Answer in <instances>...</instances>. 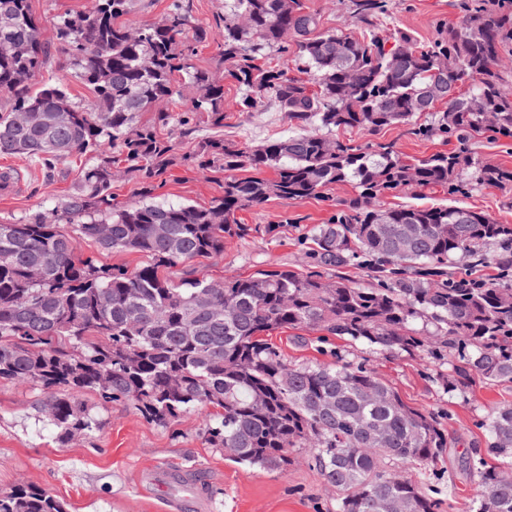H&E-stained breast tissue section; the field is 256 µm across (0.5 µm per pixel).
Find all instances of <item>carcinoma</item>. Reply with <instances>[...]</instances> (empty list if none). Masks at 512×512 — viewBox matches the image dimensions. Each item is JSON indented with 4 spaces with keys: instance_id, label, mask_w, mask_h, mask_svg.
I'll return each mask as SVG.
<instances>
[{
    "instance_id": "cac0c4a2",
    "label": "carcinoma",
    "mask_w": 512,
    "mask_h": 512,
    "mask_svg": "<svg viewBox=\"0 0 512 512\" xmlns=\"http://www.w3.org/2000/svg\"><path fill=\"white\" fill-rule=\"evenodd\" d=\"M131 4L89 0L55 23L62 53L95 93L86 108L72 102L63 81L40 78L48 42L29 0H0V156L24 155L49 172L74 155L97 157L60 205L0 223V380L38 387L39 410L64 444L99 427L79 398L95 392L160 424L206 413L209 444L236 463L284 470L291 451L307 448L312 466L340 491L336 512H440L439 498L390 469L398 461L425 469L448 447L431 413L406 404L365 362L290 364L268 337L308 328L380 353L446 355L449 390L471 372L512 383V224L461 205L381 204L397 190L460 193L468 170L474 185L512 184V169L463 151L410 162L389 146L332 137L410 126L427 114L430 123L416 134L466 143L485 125V114L469 108L477 97L497 132L512 138V94L500 70L512 55V12L495 10L493 0H462L460 27L417 45L403 32L387 38L372 29L386 0H353L354 18L370 27L360 38L319 30L303 0H233L224 27L194 29L192 45L219 40L225 71L241 90L236 110L250 115L271 104L290 130L259 146L218 138L195 144L189 158L197 169L224 171V194L197 207L149 200L173 151L157 127L171 125L189 140L201 114L223 126L224 85L208 70L191 69L194 49L180 47L187 0H173L161 22L141 30L119 22ZM288 34L310 81L259 63L271 49L288 52ZM12 42L25 43L28 53L5 49ZM410 51L417 63L406 70L401 55ZM180 74L194 89L183 110L156 113L129 138L140 113L179 95ZM351 78L355 98L342 93ZM114 167L138 178L147 202L114 203ZM266 169L274 177L261 176ZM341 182L356 193L313 229V270L227 278L222 293L204 278L172 276L173 268L219 256L227 240L250 235L237 211L273 198H319ZM102 223L111 225L106 238ZM157 224L167 225V236H155ZM80 238L102 250L140 252L147 263L99 266L79 255ZM458 257L492 260L500 281L477 287L472 277L455 278L448 267ZM354 263L372 269L367 283L336 274ZM417 319L433 321L436 333L412 329ZM488 421L486 452L508 462L478 471L475 512H484L490 494L495 512H512V404L491 408ZM0 512L66 507L46 489L19 486L0 492Z\"/></svg>"
}]
</instances>
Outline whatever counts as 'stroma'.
<instances>
[{
    "mask_svg": "<svg viewBox=\"0 0 512 512\" xmlns=\"http://www.w3.org/2000/svg\"><path fill=\"white\" fill-rule=\"evenodd\" d=\"M460 0H387V13L379 29L390 34L409 32L418 43L432 42L446 27L458 25ZM43 72L66 82L74 102L90 107L93 90L76 77L50 42ZM240 95L232 79L224 81V125L200 124V136H219L238 145H258L287 134L288 122L272 106L252 117L236 112ZM357 141L393 146L406 160L451 151L455 140L426 138L408 127L391 126L374 135L357 134ZM177 143L175 161L154 192V201L173 205L209 206L224 191V174L198 171L183 162L190 150ZM93 160L82 155L68 159L49 172L23 157H0V173L10 172L11 190L0 192V222H15L58 206L75 192L83 172ZM353 194L347 183L333 185L328 200L274 199L259 210H241L244 224L259 225L258 233L225 242L219 256L199 257L174 269V277L206 276L221 280L245 277L260 269L309 267L308 237L316 225L326 223L339 203ZM490 214L499 223L512 224V187H480L448 195L427 193L426 203L448 200ZM271 341L288 362L313 364L332 355L347 361L367 360L377 375L392 385L412 406L427 409L448 436V446L430 468L426 485L438 489L441 512H472L477 475L474 460L485 455L491 440L485 424L493 405L512 402V383H492L470 376L468 386L447 390L448 366L423 355H382L368 346L311 329L274 332ZM41 394L32 386L0 381V492L19 485L50 490L67 512H173L171 490L147 484L145 470L168 462L195 470L201 480L203 512H335L340 493L309 465L307 449L292 454L286 470H267L238 464L223 450L212 447L202 415L189 413L159 425L144 419L132 407L106 403L91 392L82 399L98 421L96 430L69 444H60L57 429L36 407Z\"/></svg>",
    "mask_w": 512,
    "mask_h": 512,
    "instance_id": "1",
    "label": "stroma"
}]
</instances>
